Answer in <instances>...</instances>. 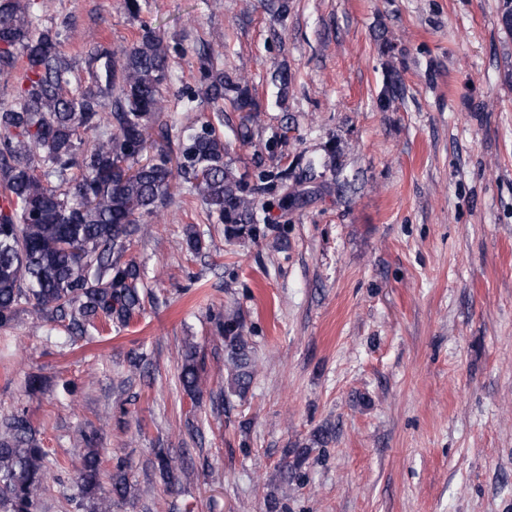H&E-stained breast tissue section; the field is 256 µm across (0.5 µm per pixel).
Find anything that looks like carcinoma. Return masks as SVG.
Returning a JSON list of instances; mask_svg holds the SVG:
<instances>
[{"instance_id": "cac0c4a2", "label": "carcinoma", "mask_w": 512, "mask_h": 512, "mask_svg": "<svg viewBox=\"0 0 512 512\" xmlns=\"http://www.w3.org/2000/svg\"><path fill=\"white\" fill-rule=\"evenodd\" d=\"M39 0H0V70L23 60L18 101L0 108V327L21 306L40 318H61L84 334L98 323L125 326L141 310L138 266L123 261L140 218L154 213L181 179L209 218L244 229L257 221L256 195L224 157V141L207 122L186 126L169 111L168 46L143 23L141 35L117 53L94 46L86 63L91 82L68 91L72 66L57 48L59 33L39 27ZM202 58L200 87L187 96L193 110L221 100L254 117L242 78ZM92 133V145L83 135ZM177 149H172L171 140ZM80 175L74 177L71 170ZM227 391L245 398L256 371L251 337L238 316L224 318ZM190 395L201 391L197 351L186 347L179 376ZM0 439V512H39L46 453L24 419ZM77 479L75 508L112 512L126 495L124 475L101 482V457L81 448L70 458Z\"/></svg>"}]
</instances>
